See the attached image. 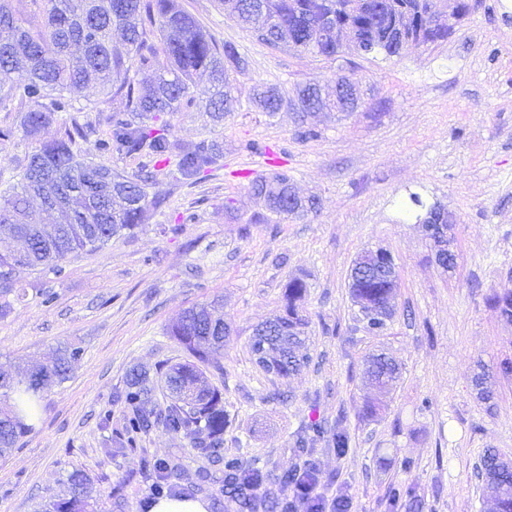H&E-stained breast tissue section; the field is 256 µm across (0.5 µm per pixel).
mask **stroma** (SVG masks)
I'll return each mask as SVG.
<instances>
[{
	"mask_svg": "<svg viewBox=\"0 0 512 512\" xmlns=\"http://www.w3.org/2000/svg\"><path fill=\"white\" fill-rule=\"evenodd\" d=\"M178 2L248 66L234 76L239 104L221 124L196 107L159 113L156 122L189 149L216 141L224 158L197 180L158 176L148 193L163 205L147 223L80 252L62 274L26 272L25 296L0 319V370L44 362L60 343L83 354L65 382L45 390L19 448L0 458V512H35L63 497L76 468L93 481L95 512H144L146 457L167 460L173 483L199 485L210 512H241L223 465L196 455L183 436L157 428L137 449H105L124 415L112 396L130 369L153 373L187 360L167 328L212 300L230 328L207 370L230 420L225 456L258 460L276 474L311 460L319 491L348 494L352 512H491L482 457L492 450L512 459V372L502 369L512 362V321L493 302L512 290V0H480L447 41L403 58L335 61L270 50L218 0ZM339 70L360 82L364 103L309 119L316 138H298L295 113L271 116L248 102L253 86L289 96ZM71 99L72 112L59 113L43 139L75 121L105 131L123 107L94 87ZM91 102L97 111H87ZM24 112L16 102L0 106V127L13 129L0 142L8 176L36 147L20 128ZM276 170L316 198L317 211L259 221L249 182ZM436 203L456 219L451 271L437 263L417 220ZM378 247L394 258L398 288L394 317L374 333L359 321L348 284L357 255ZM293 278L307 284L309 362L279 379L254 364L250 344L257 324L283 314ZM46 292L52 303H43ZM381 351L401 376L369 416L364 360ZM314 421L346 432L347 451L318 441L311 455L299 453L297 432ZM398 485L412 487L413 497L394 507L389 492Z\"/></svg>",
	"mask_w": 512,
	"mask_h": 512,
	"instance_id": "obj_1",
	"label": "stroma"
}]
</instances>
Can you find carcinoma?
I'll use <instances>...</instances> for the list:
<instances>
[{
	"label": "carcinoma",
	"mask_w": 512,
	"mask_h": 512,
	"mask_svg": "<svg viewBox=\"0 0 512 512\" xmlns=\"http://www.w3.org/2000/svg\"><path fill=\"white\" fill-rule=\"evenodd\" d=\"M19 0H0V103L19 100L28 105L22 116L26 136L37 139L60 112L71 110L66 93L96 85L106 95L125 100V109L111 116L105 134L89 149V126L72 123L64 135L40 142L32 154L16 165L18 182L0 194V286L16 290L27 270L48 267L62 272L63 263L87 248L101 247L112 239L145 223L150 211L161 206L148 199L147 187L158 173L175 168L183 179L192 180L213 169L221 150L201 142L189 150L172 137L169 129L151 124L159 112H180L195 105V89L203 81L208 95L206 111L213 124L224 121L239 99L232 95L230 73L242 72L247 61L236 47L219 43L177 0H29L36 6L26 16ZM434 0H220L224 11L259 41L274 50L336 57V40L323 35L338 18L353 27L360 39L347 44L358 54L400 57L413 44L445 41L448 27L420 33L423 24L434 23L429 5ZM422 5L426 17L410 24L408 39L397 44L377 37L386 18L402 17L405 7ZM250 99L268 115L284 109L307 108L346 111L336 101L334 89L318 83L298 87L292 98L271 87L255 86ZM146 156L151 169L131 175L94 159L95 154ZM294 190L288 173L258 175L250 192L263 202L262 221L280 223L316 208L313 199L288 208ZM39 202L34 210L32 201ZM58 212L64 221L42 222L40 213ZM23 249L11 248L13 241ZM378 272L350 276V290L359 314L384 326L377 316L390 305L392 289L377 282ZM306 284L300 278L288 282L284 291V314L255 329L250 345L255 363L266 373L286 377L308 359V319L301 314ZM168 333L193 357L191 361L164 365L159 369L169 401L160 410L147 408L155 386L147 373L134 370L124 389L116 393L126 415L122 430L108 439L107 447L134 448L137 439L162 426L170 434L189 439L191 448L214 463L224 464V482L240 503L242 512H289L292 505L256 494V489L276 479L298 484L313 474V464L277 477L257 463L224 457L227 422L220 390L208 382L206 368L213 353L224 348L229 328L224 317L207 306H193L168 328ZM81 348L59 344L48 363L21 376L0 372V458L19 447L31 430L27 417L34 414L39 393L67 379L71 363ZM367 374L381 392L393 386L399 368L386 357L373 355ZM322 440L336 453L349 448L348 436L319 424L303 428L296 445L306 448ZM485 490L495 512H512V469L502 467L500 457L483 458ZM143 474L152 481L151 496L182 497L170 483V466L163 460L145 458ZM66 497L43 505L36 512H88L92 487L88 477L73 470L67 477Z\"/></svg>",
	"instance_id": "cac0c4a2"
}]
</instances>
